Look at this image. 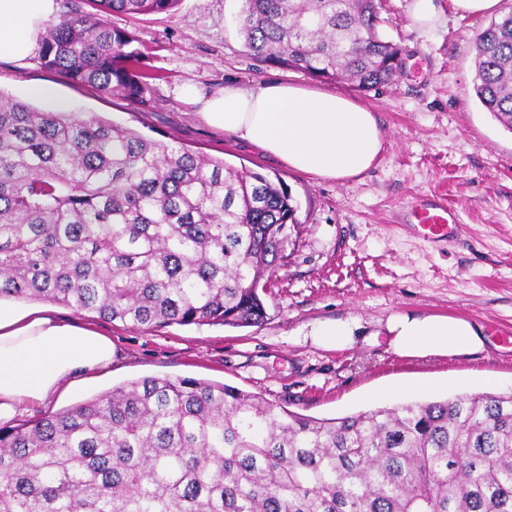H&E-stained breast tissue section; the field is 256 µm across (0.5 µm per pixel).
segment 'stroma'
Instances as JSON below:
<instances>
[{
  "mask_svg": "<svg viewBox=\"0 0 512 512\" xmlns=\"http://www.w3.org/2000/svg\"><path fill=\"white\" fill-rule=\"evenodd\" d=\"M410 0H386L381 32L404 58L401 76L379 93H359L375 112L386 147L359 177L336 182L288 170L253 144L208 126L199 104L178 89L203 94L225 85H311L304 73L259 62L239 32L241 0H182L174 10L111 14L130 31L162 77L148 105L73 85L36 56L0 61V96L44 112L104 117L161 140L174 139L237 169L287 185L296 207L287 259L267 285L258 326L134 329L56 303L58 320L109 336V369L86 384L62 387L16 420L60 412L143 377H193L234 386L307 416L331 419L457 394L512 392V130L486 112L474 93V40L487 18L456 14L434 0L437 20L420 29ZM46 85L53 97L33 95ZM446 196L460 214V239L432 244L409 228L417 200ZM464 317L481 327L486 346L470 355L401 357L385 345L321 347L312 325L358 318L370 334L395 314Z\"/></svg>",
  "mask_w": 512,
  "mask_h": 512,
  "instance_id": "obj_1",
  "label": "stroma"
}]
</instances>
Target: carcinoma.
<instances>
[{
  "label": "carcinoma",
  "mask_w": 512,
  "mask_h": 512,
  "mask_svg": "<svg viewBox=\"0 0 512 512\" xmlns=\"http://www.w3.org/2000/svg\"><path fill=\"white\" fill-rule=\"evenodd\" d=\"M65 0L40 64L149 103L158 79L108 15L182 0ZM382 0H243L256 60L363 93L402 50ZM475 95L512 129V6L475 39ZM295 208L267 176L176 142L0 98V300L133 328L261 324ZM0 512H512V393L319 419L227 384L144 377L0 424Z\"/></svg>",
  "instance_id": "1"
}]
</instances>
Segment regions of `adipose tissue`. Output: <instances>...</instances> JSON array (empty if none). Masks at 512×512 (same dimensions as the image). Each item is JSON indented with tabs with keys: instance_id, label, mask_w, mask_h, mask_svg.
I'll use <instances>...</instances> for the list:
<instances>
[{
	"instance_id": "obj_1",
	"label": "adipose tissue",
	"mask_w": 512,
	"mask_h": 512,
	"mask_svg": "<svg viewBox=\"0 0 512 512\" xmlns=\"http://www.w3.org/2000/svg\"><path fill=\"white\" fill-rule=\"evenodd\" d=\"M54 0H0V61L28 57ZM183 97L201 104L203 119L253 143L288 169L346 181L368 171L384 149L374 113L339 92L295 84L228 85L209 96L192 86ZM386 341L399 356L469 355L485 345L481 328L451 316H390L367 344ZM112 341L96 331L56 320L49 310L0 307V418L41 403L75 376L112 363Z\"/></svg>"
}]
</instances>
